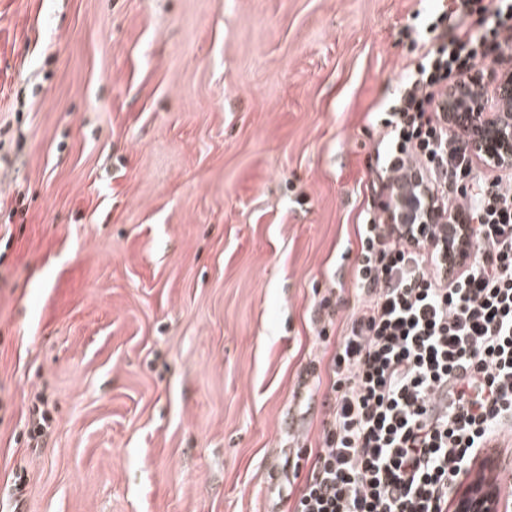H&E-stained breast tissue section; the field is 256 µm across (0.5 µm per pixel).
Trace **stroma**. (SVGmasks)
<instances>
[{
	"label": "stroma",
	"mask_w": 512,
	"mask_h": 512,
	"mask_svg": "<svg viewBox=\"0 0 512 512\" xmlns=\"http://www.w3.org/2000/svg\"><path fill=\"white\" fill-rule=\"evenodd\" d=\"M429 0H16L0 68V512H286ZM25 217H12L17 205ZM53 425L26 441L34 406ZM24 478L15 491L16 478ZM332 294L323 296L319 301L315 302L313 307L312 321L316 325H321L318 331V337L323 341H328L330 331L335 327L336 301L333 302Z\"/></svg>",
	"instance_id": "stroma-1"
}]
</instances>
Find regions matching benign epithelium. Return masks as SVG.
<instances>
[{
	"mask_svg": "<svg viewBox=\"0 0 512 512\" xmlns=\"http://www.w3.org/2000/svg\"><path fill=\"white\" fill-rule=\"evenodd\" d=\"M476 80L448 96V120L466 134L469 154L485 166L512 169V73L498 74L493 87Z\"/></svg>",
	"mask_w": 512,
	"mask_h": 512,
	"instance_id": "benign-epithelium-1",
	"label": "benign epithelium"
}]
</instances>
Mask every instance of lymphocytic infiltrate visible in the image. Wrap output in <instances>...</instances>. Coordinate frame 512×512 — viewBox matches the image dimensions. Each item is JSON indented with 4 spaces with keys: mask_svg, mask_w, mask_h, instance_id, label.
I'll return each instance as SVG.
<instances>
[{
    "mask_svg": "<svg viewBox=\"0 0 512 512\" xmlns=\"http://www.w3.org/2000/svg\"><path fill=\"white\" fill-rule=\"evenodd\" d=\"M383 126L393 211L364 212L350 309L315 302L320 442L293 434L292 512H448L474 461L512 433V175L474 177L442 102L485 59L512 63V0H442ZM431 199L443 221L423 224Z\"/></svg>",
    "mask_w": 512,
    "mask_h": 512,
    "instance_id": "1",
    "label": "lymphocytic infiltrate"
}]
</instances>
